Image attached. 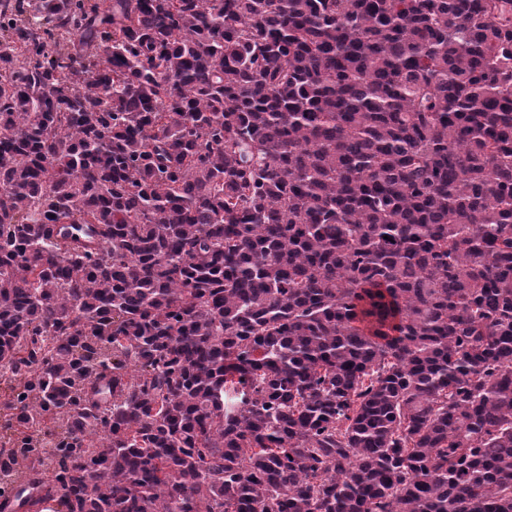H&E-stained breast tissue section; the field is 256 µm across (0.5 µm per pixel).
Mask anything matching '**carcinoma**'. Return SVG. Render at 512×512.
Segmentation results:
<instances>
[{"mask_svg": "<svg viewBox=\"0 0 512 512\" xmlns=\"http://www.w3.org/2000/svg\"><path fill=\"white\" fill-rule=\"evenodd\" d=\"M0 366L31 506L512 512V0H0Z\"/></svg>", "mask_w": 512, "mask_h": 512, "instance_id": "obj_1", "label": "carcinoma"}]
</instances>
